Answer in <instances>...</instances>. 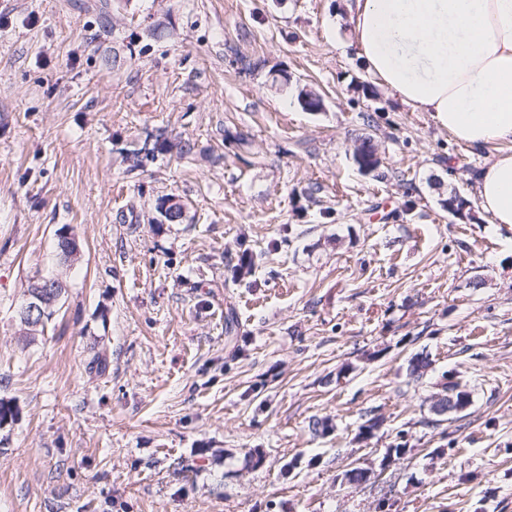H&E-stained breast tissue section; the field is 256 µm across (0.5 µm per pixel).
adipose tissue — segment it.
Listing matches in <instances>:
<instances>
[{"label": "adipose tissue", "instance_id": "ef3b65f1", "mask_svg": "<svg viewBox=\"0 0 512 512\" xmlns=\"http://www.w3.org/2000/svg\"><path fill=\"white\" fill-rule=\"evenodd\" d=\"M350 44L368 74L472 152L480 209L512 225V0H350Z\"/></svg>", "mask_w": 512, "mask_h": 512}]
</instances>
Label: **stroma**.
<instances>
[{"instance_id": "35a3bbf8", "label": "stroma", "mask_w": 512, "mask_h": 512, "mask_svg": "<svg viewBox=\"0 0 512 512\" xmlns=\"http://www.w3.org/2000/svg\"><path fill=\"white\" fill-rule=\"evenodd\" d=\"M98 3L0 0V512H512L485 155L363 70L346 0H109L106 30ZM150 136L191 151L128 173ZM44 273L64 296L30 341ZM456 381L471 406L437 414Z\"/></svg>"}]
</instances>
